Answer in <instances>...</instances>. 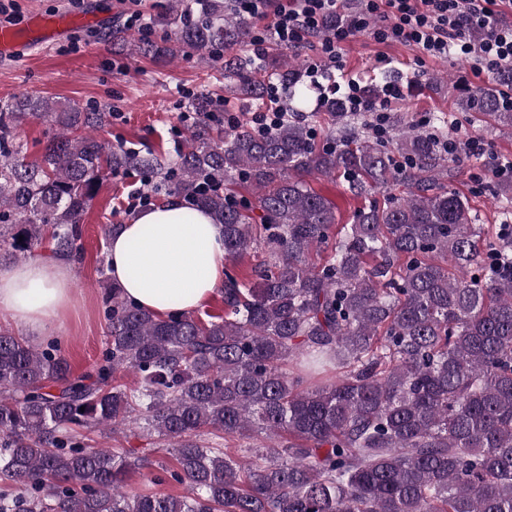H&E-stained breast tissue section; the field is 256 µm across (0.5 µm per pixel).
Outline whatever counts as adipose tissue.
<instances>
[{"mask_svg": "<svg viewBox=\"0 0 512 512\" xmlns=\"http://www.w3.org/2000/svg\"><path fill=\"white\" fill-rule=\"evenodd\" d=\"M109 274L126 297L164 315L202 307L224 282V228L180 197L139 212L108 246ZM70 274L40 261L0 268V318L43 336L71 306Z\"/></svg>", "mask_w": 512, "mask_h": 512, "instance_id": "adipose-tissue-1", "label": "adipose tissue"}]
</instances>
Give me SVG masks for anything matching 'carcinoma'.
<instances>
[{
	"instance_id": "1",
	"label": "carcinoma",
	"mask_w": 512,
	"mask_h": 512,
	"mask_svg": "<svg viewBox=\"0 0 512 512\" xmlns=\"http://www.w3.org/2000/svg\"><path fill=\"white\" fill-rule=\"evenodd\" d=\"M182 2L144 53L222 57L227 102L288 118L261 135L226 131L202 94L170 154L101 138L103 109L1 103L0 264L45 244L80 258L104 181L136 173L152 200L182 196L224 225L225 258L255 253L252 280L224 267V313L206 320L158 316L112 285L103 359L79 375L58 342L36 348L1 327L0 512H512V178L478 184L503 221L490 234L448 184L465 146L448 149L445 115L396 127L387 146L359 134L365 120L333 89L319 140L300 117L312 86L299 52L223 57L250 39L247 22L224 0ZM273 76L282 102L267 96ZM455 111L512 130V67L459 90ZM30 119L48 135L33 160L17 138ZM312 175L344 178L364 204L341 222ZM332 367L344 374L322 382ZM129 425L171 441L176 465L150 482L185 494L128 491L148 458L91 445L92 432ZM204 434L272 443L228 451Z\"/></svg>"
}]
</instances>
